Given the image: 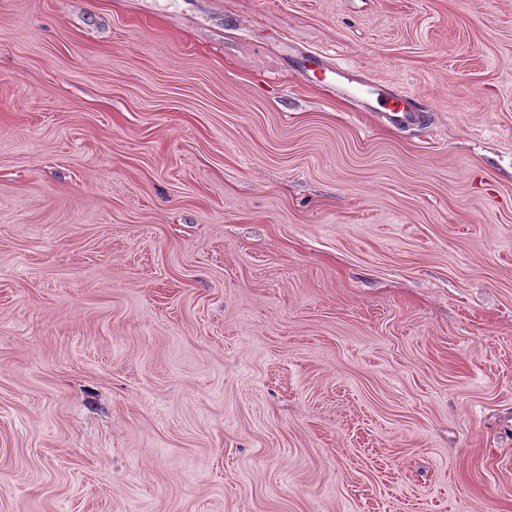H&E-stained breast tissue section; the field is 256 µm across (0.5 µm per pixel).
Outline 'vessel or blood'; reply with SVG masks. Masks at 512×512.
Instances as JSON below:
<instances>
[{
    "label": "vessel or blood",
    "instance_id": "b4317fda",
    "mask_svg": "<svg viewBox=\"0 0 512 512\" xmlns=\"http://www.w3.org/2000/svg\"><path fill=\"white\" fill-rule=\"evenodd\" d=\"M311 62L317 67L316 81L320 86L340 88L347 98L369 99L370 111L380 113L389 123L414 124L423 116L414 107L411 95L397 88L353 80L349 68L335 65L323 55L312 57Z\"/></svg>",
    "mask_w": 512,
    "mask_h": 512
}]
</instances>
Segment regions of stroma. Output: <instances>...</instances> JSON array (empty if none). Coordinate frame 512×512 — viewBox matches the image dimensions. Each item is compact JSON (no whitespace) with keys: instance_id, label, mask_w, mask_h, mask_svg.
<instances>
[{"instance_id":"obj_1","label":"stroma","mask_w":512,"mask_h":512,"mask_svg":"<svg viewBox=\"0 0 512 512\" xmlns=\"http://www.w3.org/2000/svg\"><path fill=\"white\" fill-rule=\"evenodd\" d=\"M0 512H512V0H0ZM308 63L315 64L316 82L323 87H339L345 98H368L369 112H382L380 116L392 124H416L423 117V112L416 109L411 102L413 97L403 91L377 83L353 80L348 67L331 63L325 55L308 56L301 63L302 71L310 70Z\"/></svg>"}]
</instances>
